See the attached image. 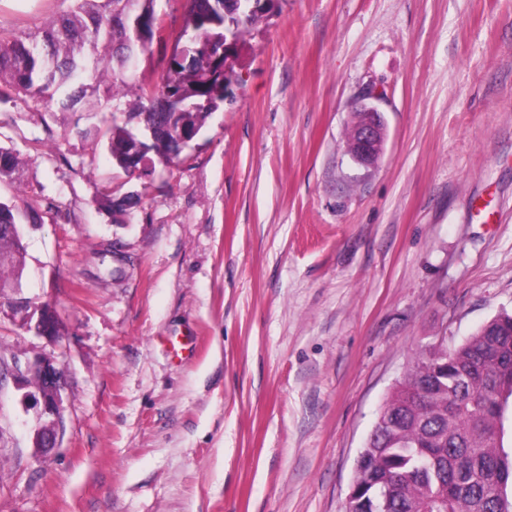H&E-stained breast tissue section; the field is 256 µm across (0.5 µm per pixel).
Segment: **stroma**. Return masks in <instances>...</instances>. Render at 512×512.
I'll use <instances>...</instances> for the list:
<instances>
[{"mask_svg": "<svg viewBox=\"0 0 512 512\" xmlns=\"http://www.w3.org/2000/svg\"><path fill=\"white\" fill-rule=\"evenodd\" d=\"M70 0H0V38ZM231 101L184 160L113 169L85 101L0 99L24 225L0 357L55 356L60 444L0 382V512H345L378 411L420 349L512 311V0H273ZM373 92L376 163L346 151ZM141 194L112 213L108 183ZM20 321L24 329L32 330L34 334L45 339L48 343H56L62 337V329L52 311L41 306L19 305ZM29 331V332H32Z\"/></svg>", "mask_w": 512, "mask_h": 512, "instance_id": "obj_1", "label": "stroma"}]
</instances>
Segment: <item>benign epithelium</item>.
Returning <instances> with one entry per match:
<instances>
[{
  "mask_svg": "<svg viewBox=\"0 0 512 512\" xmlns=\"http://www.w3.org/2000/svg\"><path fill=\"white\" fill-rule=\"evenodd\" d=\"M376 95L364 93L357 101L360 111L366 113L364 123L356 127L347 143V152L362 167L375 164L382 152L381 134L384 121L381 112L372 103ZM20 321L24 329L31 330L49 343L62 337V329L52 311L41 306L20 305ZM13 379L20 389H27L22 396L26 409L35 410L39 426L36 436L39 451L46 453L55 448L64 423V396L66 387L63 367L52 355H41L33 359L18 357L5 361L0 358V381Z\"/></svg>",
  "mask_w": 512,
  "mask_h": 512,
  "instance_id": "7a95c632",
  "label": "benign epithelium"
}]
</instances>
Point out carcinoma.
<instances>
[{"mask_svg": "<svg viewBox=\"0 0 512 512\" xmlns=\"http://www.w3.org/2000/svg\"><path fill=\"white\" fill-rule=\"evenodd\" d=\"M47 27L0 42V97L74 108L90 94L111 121L102 132L112 166L127 178L176 164L227 98L224 44L244 45L268 0H188V15L155 81L140 72L153 46L170 37L157 0H72ZM21 160L0 145V181ZM113 211L139 195L105 187ZM21 220L0 201V291L20 288ZM429 385L415 399L408 387ZM512 401V313L503 311L462 343L419 352L382 405L364 471L354 476L353 512H512V450L504 421Z\"/></svg>", "mask_w": 512, "mask_h": 512, "instance_id": "carcinoma-1", "label": "carcinoma"}]
</instances>
